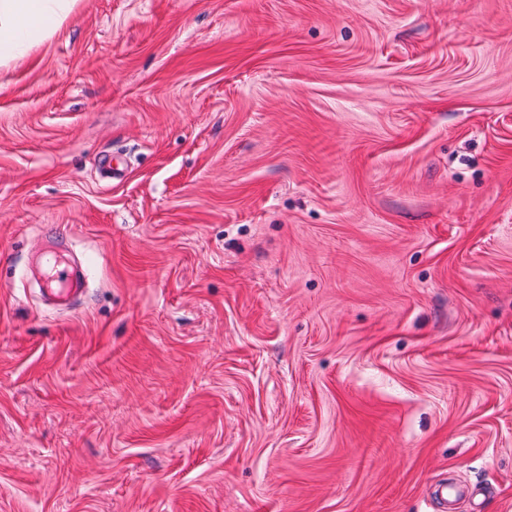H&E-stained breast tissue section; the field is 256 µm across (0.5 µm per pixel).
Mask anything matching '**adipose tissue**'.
<instances>
[{
  "instance_id": "obj_1",
  "label": "adipose tissue",
  "mask_w": 512,
  "mask_h": 512,
  "mask_svg": "<svg viewBox=\"0 0 512 512\" xmlns=\"http://www.w3.org/2000/svg\"><path fill=\"white\" fill-rule=\"evenodd\" d=\"M73 0H0V60L22 57L67 16Z\"/></svg>"
}]
</instances>
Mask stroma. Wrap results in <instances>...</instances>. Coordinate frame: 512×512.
<instances>
[{
    "mask_svg": "<svg viewBox=\"0 0 512 512\" xmlns=\"http://www.w3.org/2000/svg\"><path fill=\"white\" fill-rule=\"evenodd\" d=\"M450 480L512 512V0H78L0 65V512ZM77 275L74 271H69L66 268H61L57 261L48 263V271L45 276V287L43 290L50 295H62L70 288H58L66 281Z\"/></svg>",
    "mask_w": 512,
    "mask_h": 512,
    "instance_id": "obj_1",
    "label": "stroma"
}]
</instances>
